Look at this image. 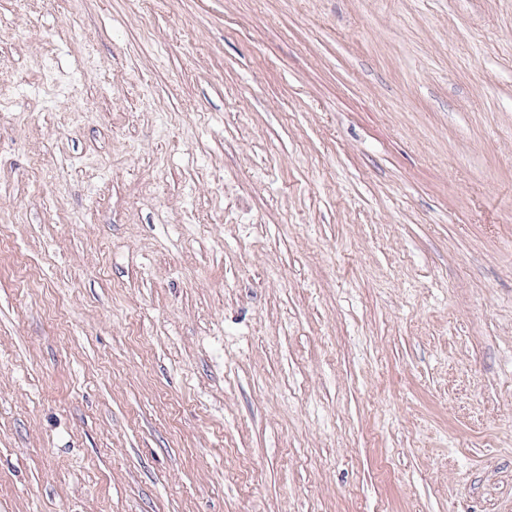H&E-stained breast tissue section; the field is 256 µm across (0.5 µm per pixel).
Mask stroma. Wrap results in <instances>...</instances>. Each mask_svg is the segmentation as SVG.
I'll return each mask as SVG.
<instances>
[{
	"label": "stroma",
	"instance_id": "stroma-1",
	"mask_svg": "<svg viewBox=\"0 0 512 512\" xmlns=\"http://www.w3.org/2000/svg\"><path fill=\"white\" fill-rule=\"evenodd\" d=\"M0 512H512V0H0Z\"/></svg>",
	"mask_w": 512,
	"mask_h": 512
}]
</instances>
